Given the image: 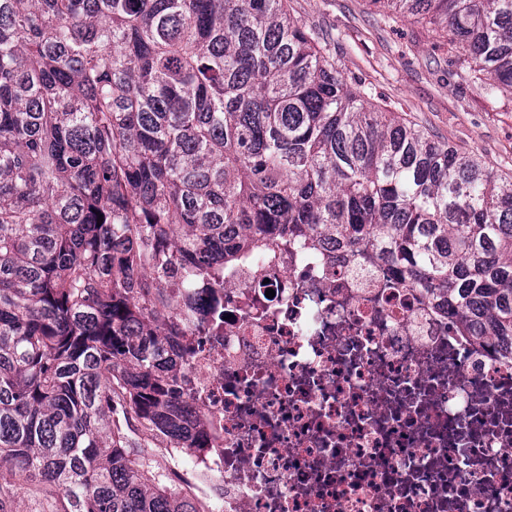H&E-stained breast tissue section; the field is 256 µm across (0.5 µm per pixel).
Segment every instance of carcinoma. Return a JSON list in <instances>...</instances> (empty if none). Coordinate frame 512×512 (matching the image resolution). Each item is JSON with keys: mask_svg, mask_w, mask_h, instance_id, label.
Here are the masks:
<instances>
[{"mask_svg": "<svg viewBox=\"0 0 512 512\" xmlns=\"http://www.w3.org/2000/svg\"><path fill=\"white\" fill-rule=\"evenodd\" d=\"M370 2L512 98V0ZM369 97L288 0H0V512H199L128 436L208 442L174 267L337 243L512 346V175Z\"/></svg>", "mask_w": 512, "mask_h": 512, "instance_id": "carcinoma-1", "label": "carcinoma"}]
</instances>
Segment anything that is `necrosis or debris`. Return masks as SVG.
I'll return each mask as SVG.
<instances>
[{
    "mask_svg": "<svg viewBox=\"0 0 512 512\" xmlns=\"http://www.w3.org/2000/svg\"><path fill=\"white\" fill-rule=\"evenodd\" d=\"M166 293L205 512H512V359L384 262L274 242Z\"/></svg>",
    "mask_w": 512,
    "mask_h": 512,
    "instance_id": "4bbe7bcc",
    "label": "necrosis or debris"
}]
</instances>
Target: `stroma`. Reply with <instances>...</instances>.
I'll return each mask as SVG.
<instances>
[{"mask_svg": "<svg viewBox=\"0 0 512 512\" xmlns=\"http://www.w3.org/2000/svg\"><path fill=\"white\" fill-rule=\"evenodd\" d=\"M297 16L335 40L333 55L371 88L373 100L435 136L483 154L512 172V102L487 99L480 86L452 75L448 48L428 25L389 18L367 0H292Z\"/></svg>", "mask_w": 512, "mask_h": 512, "instance_id": "1", "label": "stroma"}]
</instances>
